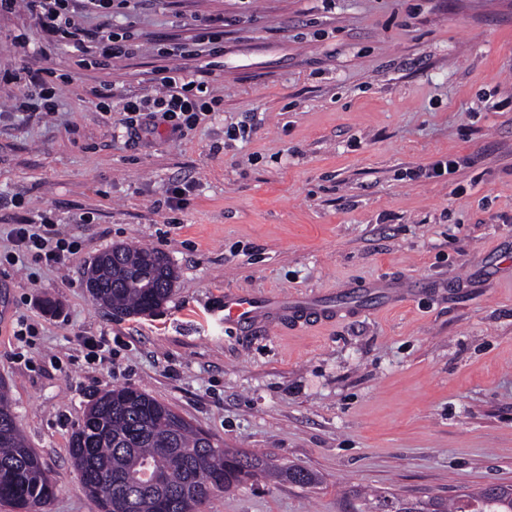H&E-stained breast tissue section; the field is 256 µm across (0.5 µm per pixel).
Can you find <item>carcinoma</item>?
<instances>
[{
    "mask_svg": "<svg viewBox=\"0 0 512 512\" xmlns=\"http://www.w3.org/2000/svg\"><path fill=\"white\" fill-rule=\"evenodd\" d=\"M177 272L151 248L114 246L88 270L91 297L120 315L158 310L172 294ZM69 453L83 489L101 512H201L221 493L272 471L299 485L316 475L279 468L230 449L216 453L171 406L132 387L114 388L93 401L71 434ZM161 481L142 494L133 482L143 464ZM56 481L26 443L6 393L0 392V504L13 512H49ZM449 512H512V486L467 493Z\"/></svg>",
    "mask_w": 512,
    "mask_h": 512,
    "instance_id": "carcinoma-1",
    "label": "carcinoma"
}]
</instances>
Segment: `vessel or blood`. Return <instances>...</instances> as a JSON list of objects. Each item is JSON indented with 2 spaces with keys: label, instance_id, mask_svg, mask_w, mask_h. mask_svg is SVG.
Returning <instances> with one entry per match:
<instances>
[{
  "label": "vessel or blood",
  "instance_id": "vessel-or-blood-1",
  "mask_svg": "<svg viewBox=\"0 0 512 512\" xmlns=\"http://www.w3.org/2000/svg\"><path fill=\"white\" fill-rule=\"evenodd\" d=\"M227 325L238 329L274 330L297 320H329L336 307L284 297L228 291L218 307Z\"/></svg>",
  "mask_w": 512,
  "mask_h": 512
}]
</instances>
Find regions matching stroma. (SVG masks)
<instances>
[{
    "label": "stroma",
    "instance_id": "1",
    "mask_svg": "<svg viewBox=\"0 0 512 512\" xmlns=\"http://www.w3.org/2000/svg\"><path fill=\"white\" fill-rule=\"evenodd\" d=\"M202 17L223 19L221 48L185 65L219 111L182 136L127 132V97L161 89L157 48L192 42ZM78 21L130 35L131 53L82 61L25 8L0 14V70L19 77L0 85V386L56 480L50 512H101L69 442L91 395L121 386L320 478L251 481L204 512H380L389 493L512 485V0H140ZM47 69L56 112L15 111ZM439 162L450 172L419 176ZM41 213L79 251L7 261L15 224ZM116 244L176 266L155 314L88 294ZM228 290L354 312L227 329L212 308ZM88 337L111 359L87 360Z\"/></svg>",
    "mask_w": 512,
    "mask_h": 512
}]
</instances>
